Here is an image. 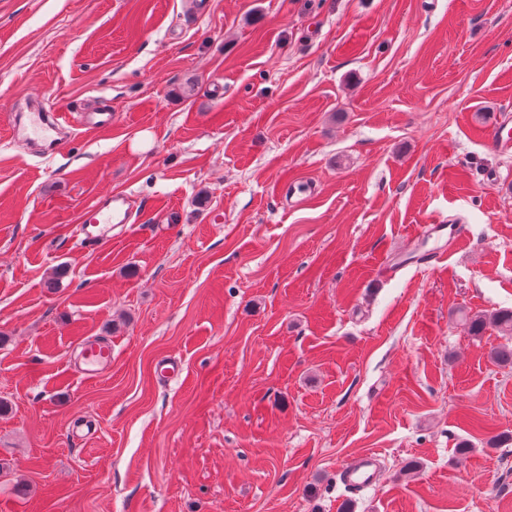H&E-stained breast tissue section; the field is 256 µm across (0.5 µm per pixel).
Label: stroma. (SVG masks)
<instances>
[{
    "label": "stroma",
    "instance_id": "stroma-1",
    "mask_svg": "<svg viewBox=\"0 0 512 512\" xmlns=\"http://www.w3.org/2000/svg\"><path fill=\"white\" fill-rule=\"evenodd\" d=\"M204 2L0 0V512H512V0ZM38 122H33L28 127H23L25 140L37 141L43 147V153L55 155L62 153L68 146L70 139L65 138L64 126L70 127V122L65 112H56L47 120L38 117ZM112 204V205H111ZM127 201L123 198H112L103 207L96 209L90 216L93 224H127L129 222V209ZM463 319L468 326L469 332L478 336L483 333L487 326H494L503 336L512 337V311H501L491 317L483 315H464ZM82 370L86 374L95 377L98 376L104 368V364L110 358V350L96 342H87L81 347L79 353ZM346 481L355 487L371 484L376 478V458L374 454L362 456L348 463L342 470Z\"/></svg>",
    "mask_w": 512,
    "mask_h": 512
}]
</instances>
